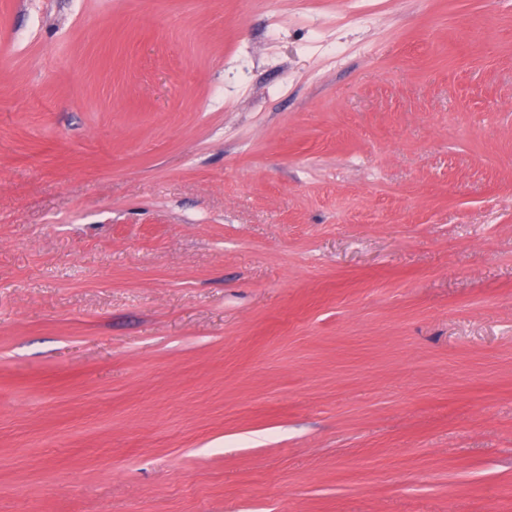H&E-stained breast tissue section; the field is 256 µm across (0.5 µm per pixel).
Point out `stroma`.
<instances>
[{
    "mask_svg": "<svg viewBox=\"0 0 512 512\" xmlns=\"http://www.w3.org/2000/svg\"><path fill=\"white\" fill-rule=\"evenodd\" d=\"M0 512H512V0H0Z\"/></svg>",
    "mask_w": 512,
    "mask_h": 512,
    "instance_id": "35a3bbf8",
    "label": "stroma"
}]
</instances>
